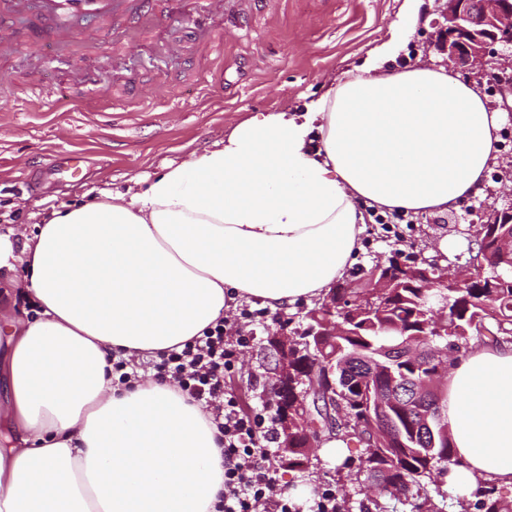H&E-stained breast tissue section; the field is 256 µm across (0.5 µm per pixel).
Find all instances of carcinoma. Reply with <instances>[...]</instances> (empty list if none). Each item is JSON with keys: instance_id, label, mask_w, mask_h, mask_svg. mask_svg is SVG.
<instances>
[{"instance_id": "cac0c4a2", "label": "carcinoma", "mask_w": 512, "mask_h": 512, "mask_svg": "<svg viewBox=\"0 0 512 512\" xmlns=\"http://www.w3.org/2000/svg\"><path fill=\"white\" fill-rule=\"evenodd\" d=\"M497 235L488 232L481 236L482 278L474 284L469 295L475 302L468 305L460 295L447 292L449 310H457L456 318L448 320V328L442 335L430 337L432 345L451 346L453 350H466L471 341L482 343H512V252H505L496 243V238L512 237V224H499L494 228ZM360 279L342 281L336 284V299L359 298L356 285ZM429 289L391 288L386 291L385 307H378L362 319L349 323L351 335L338 336L316 348L313 354H303L296 361L323 371L321 362L328 356L357 353L371 346L400 345L417 331L418 318L424 314L422 294ZM370 374L367 363L352 361L336 375L337 396L347 400L349 413L355 419L363 413L366 394L363 385ZM420 374V367L404 358L402 350L394 351L392 372L378 375V382L388 389L408 395L413 386L412 380ZM446 392L435 388L420 403L398 406L391 413L383 415L382 427L390 438L387 445L374 448L371 436L352 431L327 429L322 436L336 439L347 445L361 447L357 459L346 461L336 467V472L352 468L359 472L366 470L367 479L382 485L383 491L414 503V508L426 512H438V506L425 487L424 471L430 462L427 446L436 441L434 453L438 467L448 469L457 464L454 447L448 428L434 423V429L421 424L424 415L430 410L441 411ZM307 456L303 452V438L297 436L295 443L288 448V468H307ZM479 512H512V500L502 497L493 485L482 487L475 503Z\"/></svg>"}]
</instances>
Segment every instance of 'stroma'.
<instances>
[{"label": "stroma", "mask_w": 512, "mask_h": 512, "mask_svg": "<svg viewBox=\"0 0 512 512\" xmlns=\"http://www.w3.org/2000/svg\"><path fill=\"white\" fill-rule=\"evenodd\" d=\"M401 5L402 0H267L248 26L225 21L206 61L154 56L149 37L130 35L80 55L56 54L41 69L42 44L29 42L18 58L0 61V227L33 234L47 202L75 201L93 188L126 189L131 180L148 178L162 165L180 164L223 140L240 120L318 98L387 38ZM439 19L435 0H425L408 58L441 64L431 46ZM62 152L78 157L75 176L46 170L47 160ZM505 193L493 182L486 195L465 200L459 209L415 216L400 224V242L387 237L381 225L366 222L353 271L369 270L395 253L435 257L446 237L454 242L449 262L470 272L479 218ZM308 311L302 305L273 311L260 324L243 323L255 339L226 386L244 406L268 401V334L302 327ZM277 473L298 512L328 484L352 512H365L374 501L385 512H415L410 503L377 493L349 470H336L320 447L309 469L281 467Z\"/></svg>", "instance_id": "obj_1"}]
</instances>
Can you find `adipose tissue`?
I'll list each match as a JSON object with an SVG mask.
<instances>
[{
	"mask_svg": "<svg viewBox=\"0 0 512 512\" xmlns=\"http://www.w3.org/2000/svg\"><path fill=\"white\" fill-rule=\"evenodd\" d=\"M418 22L389 36L303 110L260 112L222 141L123 191L52 206L33 236L0 231L37 312L0 326V512H215L221 434L167 381L112 364L183 347L240 301L314 304L361 247L363 206L442 214L484 194L502 114L444 67L389 69ZM442 410L454 488H512V346L451 366Z\"/></svg>",
	"mask_w": 512,
	"mask_h": 512,
	"instance_id": "adipose-tissue-1",
	"label": "adipose tissue"
}]
</instances>
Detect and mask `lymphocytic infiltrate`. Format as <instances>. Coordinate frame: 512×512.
I'll return each instance as SVG.
<instances>
[{
	"label": "lymphocytic infiltrate",
	"instance_id": "1",
	"mask_svg": "<svg viewBox=\"0 0 512 512\" xmlns=\"http://www.w3.org/2000/svg\"><path fill=\"white\" fill-rule=\"evenodd\" d=\"M252 340L234 320L224 319L182 350L160 354L155 376L176 379L182 392L210 410L224 435V493L218 512H297L271 462L274 417L263 409L244 411L239 397L224 389L225 376Z\"/></svg>",
	"mask_w": 512,
	"mask_h": 512
}]
</instances>
